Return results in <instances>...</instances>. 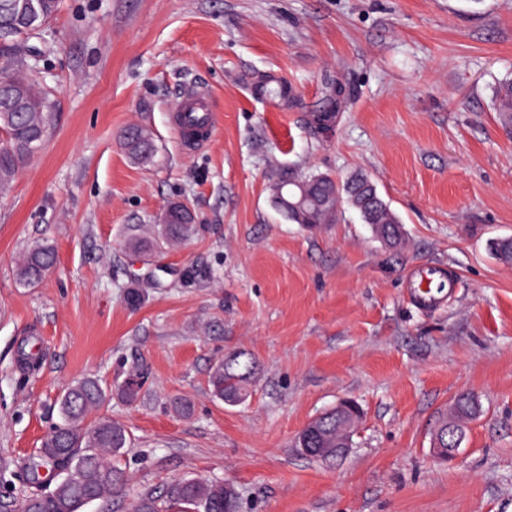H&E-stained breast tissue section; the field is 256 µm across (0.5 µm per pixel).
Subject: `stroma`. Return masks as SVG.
Segmentation results:
<instances>
[{
  "mask_svg": "<svg viewBox=\"0 0 512 512\" xmlns=\"http://www.w3.org/2000/svg\"><path fill=\"white\" fill-rule=\"evenodd\" d=\"M35 44L50 129L0 187V496L24 498L63 389L141 373L138 401L103 409L130 434V481L85 512H133L185 478L235 487L242 512H512V265L490 251L512 236V134L491 108L512 76V0H61ZM253 71L287 77L296 105L254 97ZM332 83L348 96L318 130L308 108ZM189 85L213 121L192 149L172 121ZM133 123L149 161L123 146ZM288 169L366 173L404 244L350 209L288 222L269 191ZM171 201L197 229L147 263L131 241L157 237ZM40 242L56 264L22 286ZM425 266L457 282L432 310L405 296ZM240 351L259 367L233 406L209 378ZM463 391L479 413L446 462L430 433ZM344 398L363 410L348 454L302 455L297 434Z\"/></svg>",
  "mask_w": 512,
  "mask_h": 512,
  "instance_id": "35a3bbf8",
  "label": "stroma"
}]
</instances>
